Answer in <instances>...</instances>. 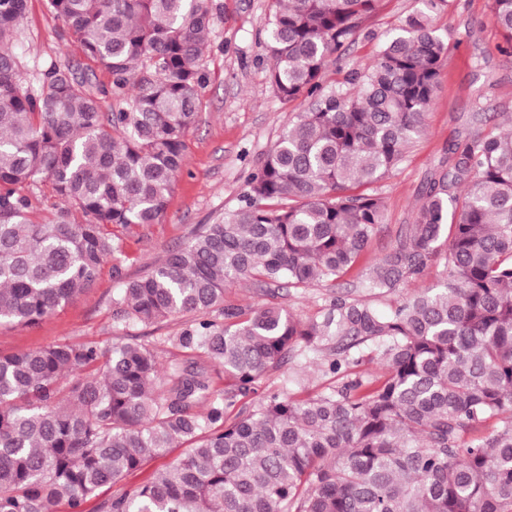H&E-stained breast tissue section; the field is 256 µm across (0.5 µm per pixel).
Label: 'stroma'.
Instances as JSON below:
<instances>
[{"label":"stroma","instance_id":"stroma-1","mask_svg":"<svg viewBox=\"0 0 512 512\" xmlns=\"http://www.w3.org/2000/svg\"><path fill=\"white\" fill-rule=\"evenodd\" d=\"M212 21L207 35L210 51L202 61L205 85L193 125L184 136L183 169L158 223L121 231L123 252L117 264H104L93 285L58 308L33 328L0 325V353L10 354L69 342L111 346L115 337L153 346L164 369L195 365L208 368V358L171 344L189 322L172 316L154 324H133L116 314L115 298L123 282L142 276L168 252L192 238L204 224L218 223L235 208L246 190V177L266 159L296 112L308 102L281 103L268 81L271 60L266 29L271 0H210ZM420 0H379L365 28L351 37L341 66H329L326 84L342 86L347 70L371 63L384 41L397 33L404 19L418 10ZM431 25L448 44L432 104L423 118V132L399 168L374 184L385 200L382 224L373 235L366 260L383 256L401 229L415 220L431 173L448 169V147L469 137L497 132L512 123V56L501 51L503 37L491 0H455L452 8L431 15ZM11 51L18 57L21 77L36 86L50 64L81 73L91 71L95 89L104 93V111L118 109L109 96L112 76L92 68L78 42L51 12L47 0H27L16 26ZM476 112H493L494 121L475 124ZM293 365L300 384L272 372L261 386L287 390L303 400L340 386L337 377L322 375L315 362L300 356Z\"/></svg>","mask_w":512,"mask_h":512}]
</instances>
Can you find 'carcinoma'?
<instances>
[{
	"label": "carcinoma",
	"mask_w": 512,
	"mask_h": 512,
	"mask_svg": "<svg viewBox=\"0 0 512 512\" xmlns=\"http://www.w3.org/2000/svg\"><path fill=\"white\" fill-rule=\"evenodd\" d=\"M378 0H272L268 80L281 102L309 99L242 204L204 224L116 305L132 323L193 320L171 343L203 353L234 389L213 394L207 371L174 368L161 400L156 350L54 343L0 356V512H70L171 448L183 452L104 512H512V132L453 145L454 167L429 179L415 223L333 291L304 322L263 304L224 306L230 282L333 287L359 261L385 201L367 191L395 171L422 132L448 51L421 0L373 63L324 85L328 65ZM87 58L112 75L102 110L86 74L50 66L24 87L9 50L27 0H0V323L33 327L89 288L121 253L112 227L155 224L184 160L209 53V0H48ZM512 56V0H492ZM60 200L34 219L22 188ZM441 258L443 284L382 312ZM385 372L305 400L269 392L226 420L296 353L349 376L365 352ZM206 403L205 412L195 411ZM496 428L468 439L483 423Z\"/></svg>",
	"instance_id": "obj_1"
}]
</instances>
